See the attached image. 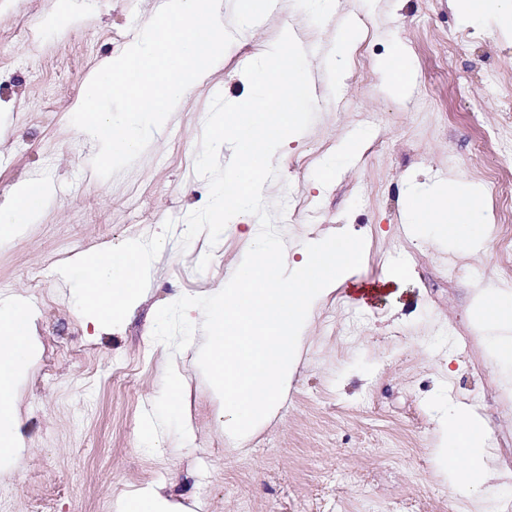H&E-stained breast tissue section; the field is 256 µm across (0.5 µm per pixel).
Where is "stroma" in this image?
I'll return each mask as SVG.
<instances>
[{
	"label": "stroma",
	"mask_w": 512,
	"mask_h": 512,
	"mask_svg": "<svg viewBox=\"0 0 512 512\" xmlns=\"http://www.w3.org/2000/svg\"><path fill=\"white\" fill-rule=\"evenodd\" d=\"M56 0H0V203L22 180L55 189L40 219L0 237V305L22 303L37 357L15 394L21 463L0 461L8 512H118L146 483L187 500L191 512H505L512 481L485 499L452 487L432 450L450 406H476L489 426L494 467L512 473V362L496 359L472 320L478 291L512 287V150L472 146L508 120L492 77L512 80V21L466 22L456 0H334L331 16L308 0H275L236 32L210 77L178 101L142 155L103 181L93 142L71 108L92 70L120 55L148 18L144 0H73L75 20L50 29ZM361 36L334 78L335 44L348 23ZM299 35L313 74L316 115L278 150L263 199L290 262L306 244L341 231L365 240L355 281L316 304L293 380L274 417L246 440L225 436L209 385L187 351L152 338L157 310L223 287L258 235L257 217H233L218 242L182 237L209 200L196 156L215 95L247 97L243 70L283 28ZM404 52L412 78L396 94L384 62ZM468 98H461L459 85ZM360 156L323 176L346 137ZM452 182L476 191L490 234L465 251L405 218L408 189ZM126 242L150 253L142 302L110 331L84 319L69 263ZM407 268L402 283L391 271ZM47 274L33 287L29 271ZM369 288L359 295L358 286ZM187 376L183 404L194 436L175 419L160 448L142 445L171 362Z\"/></svg>",
	"instance_id": "obj_1"
}]
</instances>
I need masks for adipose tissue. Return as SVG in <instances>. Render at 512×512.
I'll list each match as a JSON object with an SVG mask.
<instances>
[{"label":"adipose tissue","mask_w":512,"mask_h":512,"mask_svg":"<svg viewBox=\"0 0 512 512\" xmlns=\"http://www.w3.org/2000/svg\"><path fill=\"white\" fill-rule=\"evenodd\" d=\"M48 196L44 181L18 183L6 204L0 205V236H8L20 225L32 223ZM407 205L411 223L425 227L436 238L460 248L479 244L488 234L480 219L481 198L477 193H448L430 189L409 191ZM148 255L139 245L127 243L110 248L104 256L85 259L81 269V295L85 317L96 330L119 319L143 297L141 279ZM479 326L498 330L493 351L498 358L512 360V294L480 292L474 304ZM34 352L32 322L25 307L0 309V457H19L21 442L15 411L14 383L21 377ZM488 429L476 407L463 404L447 417L441 428L435 458L453 484L490 493L502 475L487 461Z\"/></svg>","instance_id":"ef3b65f1"}]
</instances>
